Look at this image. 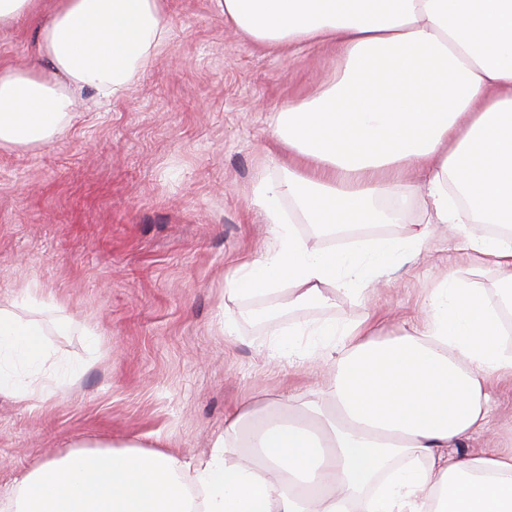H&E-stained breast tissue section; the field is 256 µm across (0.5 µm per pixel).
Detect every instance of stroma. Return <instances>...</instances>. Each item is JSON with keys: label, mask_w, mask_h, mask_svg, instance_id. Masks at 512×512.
I'll list each match as a JSON object with an SVG mask.
<instances>
[{"label": "stroma", "mask_w": 512, "mask_h": 512, "mask_svg": "<svg viewBox=\"0 0 512 512\" xmlns=\"http://www.w3.org/2000/svg\"><path fill=\"white\" fill-rule=\"evenodd\" d=\"M167 45L124 96L77 91L79 110L51 144L0 149V307L37 321L55 359L79 376L67 392L0 395V510L22 474L70 449L162 443L207 456L224 414L248 397L321 387L331 365L268 357L299 322L374 312L402 324L438 278L465 271L455 226H430L427 251L396 264L370 295L289 308L284 293L224 299V275L264 251L251 206L274 111L322 88L336 58L318 47L260 48L214 0H166ZM38 59L30 23L0 31V67ZM391 224L356 226L318 245L403 237L427 222L423 193L388 197ZM72 320L56 328L59 312ZM237 336L225 340V317Z\"/></svg>", "instance_id": "35a3bbf8"}]
</instances>
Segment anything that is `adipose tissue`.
<instances>
[{"mask_svg":"<svg viewBox=\"0 0 512 512\" xmlns=\"http://www.w3.org/2000/svg\"><path fill=\"white\" fill-rule=\"evenodd\" d=\"M258 46L336 55L334 79L285 102L272 136L290 162L252 205L270 226L259 257L224 277L228 298L287 291L292 306L358 294L426 247L429 227L461 234L469 276L438 280L392 331L368 315L299 323L269 352L307 361L316 337L333 374L287 410L246 402L224 418L208 459L137 445L71 450L28 473L13 512H512V448L449 456L490 422L493 383L512 382V0H216ZM38 31L39 64L0 67V148L55 140L75 93L120 98L170 36L164 0H0V29ZM422 178L427 225L366 248L314 246L308 224H386V196ZM494 277L485 288L479 277ZM52 360L41 328L0 308V393L41 397L70 384L25 379Z\"/></svg>","mask_w":512,"mask_h":512,"instance_id":"obj_1","label":"adipose tissue"}]
</instances>
